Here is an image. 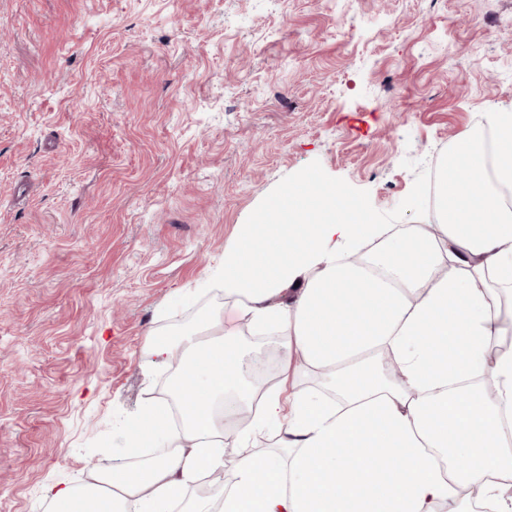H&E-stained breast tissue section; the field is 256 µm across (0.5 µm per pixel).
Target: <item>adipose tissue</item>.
Masks as SVG:
<instances>
[{
  "label": "adipose tissue",
  "instance_id": "adipose-tissue-1",
  "mask_svg": "<svg viewBox=\"0 0 512 512\" xmlns=\"http://www.w3.org/2000/svg\"><path fill=\"white\" fill-rule=\"evenodd\" d=\"M493 140L457 139L452 177L439 185L438 235L401 231L371 260L352 262L375 234L340 189L312 204L302 185L273 199L262 225H239L218 277L242 318L277 335L285 358L324 372L323 389L258 390L245 347L219 317L202 330L154 337L147 353L166 362L181 346L176 377L179 442L139 467H113L83 491L56 488L71 512H173L200 475L241 459L219 500L188 512H443L471 487L486 512H512V449L499 436L512 414V351L475 384L489 343L512 338V306L493 309L490 285L512 286V113L489 120ZM252 410L248 423L238 416ZM275 428L283 452L254 454L249 441Z\"/></svg>",
  "mask_w": 512,
  "mask_h": 512
}]
</instances>
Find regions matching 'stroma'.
<instances>
[{"instance_id": "35a3bbf8", "label": "stroma", "mask_w": 512, "mask_h": 512, "mask_svg": "<svg viewBox=\"0 0 512 512\" xmlns=\"http://www.w3.org/2000/svg\"><path fill=\"white\" fill-rule=\"evenodd\" d=\"M512 112V0H0V512L124 460L242 224L310 177L369 223Z\"/></svg>"}]
</instances>
